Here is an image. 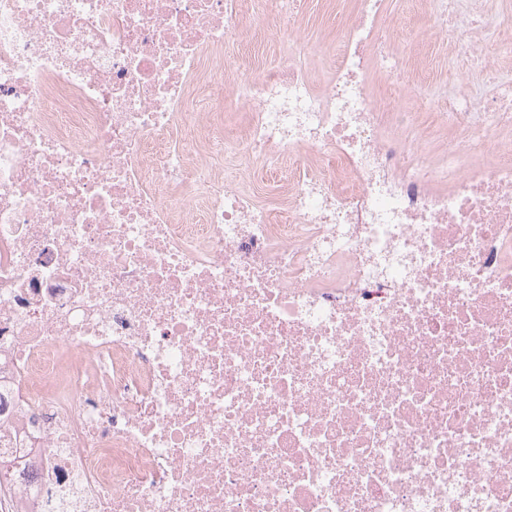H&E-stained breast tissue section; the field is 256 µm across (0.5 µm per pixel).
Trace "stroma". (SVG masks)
Wrapping results in <instances>:
<instances>
[{
    "instance_id": "35a3bbf8",
    "label": "stroma",
    "mask_w": 512,
    "mask_h": 512,
    "mask_svg": "<svg viewBox=\"0 0 512 512\" xmlns=\"http://www.w3.org/2000/svg\"><path fill=\"white\" fill-rule=\"evenodd\" d=\"M298 13L299 35L308 45L324 41L340 42L342 29L355 13L354 0H294ZM393 26V44L388 62L395 72L381 69L372 77V91L382 104L399 100L417 113L426 136L424 151L439 153L448 139L446 130L430 125L432 112L443 109L460 87L476 88L482 98L496 89L472 58L457 51V43L467 23L476 16L492 19L493 27L480 34V49L496 65L503 78L512 79V44L503 37L512 29V0H468L451 25H441L431 13L428 0H387ZM240 40L224 47V82H233L241 70L261 72L278 60L279 39L270 22L243 20Z\"/></svg>"
}]
</instances>
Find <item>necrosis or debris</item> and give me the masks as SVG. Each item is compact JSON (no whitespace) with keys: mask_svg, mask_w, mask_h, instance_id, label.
<instances>
[{"mask_svg":"<svg viewBox=\"0 0 512 512\" xmlns=\"http://www.w3.org/2000/svg\"><path fill=\"white\" fill-rule=\"evenodd\" d=\"M247 2L0 0V512H512V84L423 157L261 0L218 94ZM244 32L240 40L224 46V70L220 83L216 86L217 93H224V84L232 83L241 70L249 68L254 73L277 61L282 50L279 38L274 32V23H253L251 16L243 19ZM286 165H282V172L268 173V176L262 179H254L253 174L245 169L239 171L246 181L254 184L258 200L262 203H271L274 201V193H285L288 190V181L286 179Z\"/></svg>","mask_w":512,"mask_h":512,"instance_id":"4bbe7bcc","label":"necrosis or debris"}]
</instances>
